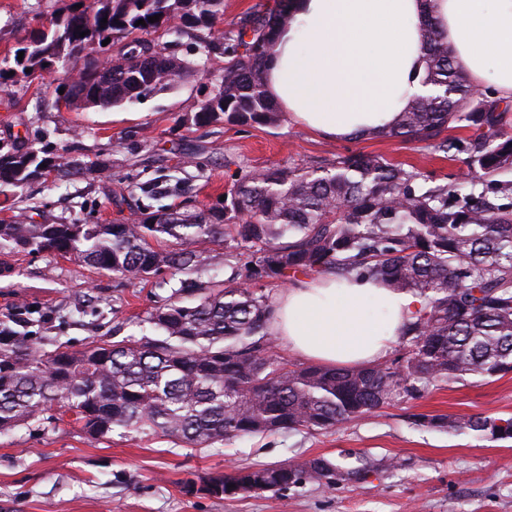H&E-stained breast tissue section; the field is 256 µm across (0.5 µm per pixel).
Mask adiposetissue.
Returning a JSON list of instances; mask_svg holds the SVG:
<instances>
[{"label":"adipose tissue","instance_id":"ef3b65f1","mask_svg":"<svg viewBox=\"0 0 512 512\" xmlns=\"http://www.w3.org/2000/svg\"><path fill=\"white\" fill-rule=\"evenodd\" d=\"M426 15L473 86L512 103V0H295L266 89L292 122L334 139L388 129L425 91ZM422 303L412 292L328 272L278 294L269 327L312 363L365 366L388 356Z\"/></svg>","mask_w":512,"mask_h":512}]
</instances>
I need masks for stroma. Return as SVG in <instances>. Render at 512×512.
Masks as SVG:
<instances>
[{"mask_svg": "<svg viewBox=\"0 0 512 512\" xmlns=\"http://www.w3.org/2000/svg\"><path fill=\"white\" fill-rule=\"evenodd\" d=\"M89 0H0V67L28 31ZM224 68L180 80L135 104L69 110L55 103L62 72L0 84V144L20 140L69 152L87 173L65 182L0 187V224L138 223L144 210L181 204L217 207L246 172L318 166L362 151L456 181L464 154L448 159L425 143L368 136L334 141L280 116L269 125L200 127L192 115ZM105 162L104 172L91 171ZM158 193L124 203L139 182ZM157 280L119 283L112 272L44 252L0 251V320L27 323L80 351L97 338L140 334L164 297ZM512 413V373L432 385L418 399L384 407L334 431L299 427L234 439L197 451L159 434L87 433L58 409L0 435V512H512V442L415 424L417 414ZM378 470L360 483L300 485L216 498L185 494V480L248 466L343 454Z\"/></svg>", "mask_w": 512, "mask_h": 512, "instance_id": "35a3bbf8", "label": "stroma"}]
</instances>
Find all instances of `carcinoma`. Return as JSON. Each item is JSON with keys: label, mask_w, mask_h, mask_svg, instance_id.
<instances>
[{"label": "carcinoma", "mask_w": 512, "mask_h": 512, "mask_svg": "<svg viewBox=\"0 0 512 512\" xmlns=\"http://www.w3.org/2000/svg\"><path fill=\"white\" fill-rule=\"evenodd\" d=\"M292 2L251 12L216 37L224 0H90L30 31L18 48L22 61L0 68V80L60 67L66 96L120 106L208 74L222 46L224 73L192 115L194 124H272L278 111L265 91L266 62L291 21ZM155 15L159 21L148 22ZM161 30L171 40L160 45L135 37ZM423 31L421 82L435 93L414 97L380 135L448 154L457 143L447 132L471 128L461 175L467 193L432 185L417 169L380 155L353 152L308 170L249 172L227 188L220 208L166 207L139 224H0V250L68 256L131 283L166 272L159 287L170 290L149 318L150 331L95 340L79 352L48 349L16 321H0V434L57 407L98 436L119 428L205 447L295 427L337 429L416 399L433 383L511 373L512 137L502 131L499 102L479 98L427 15ZM131 35L121 52L127 64L111 68L112 82H103L109 60L99 57L102 41ZM185 37L194 40L193 57L168 52ZM43 163L56 180L80 174L65 153L1 146L0 185L37 180ZM218 241L229 248L222 280L205 277L207 246ZM332 270L424 298L394 358L365 367H286L268 354L269 286ZM415 422L512 439V416L418 414ZM375 469L366 460L343 467L318 456L211 479L240 494L302 483L329 488Z\"/></svg>", "instance_id": "obj_1"}]
</instances>
